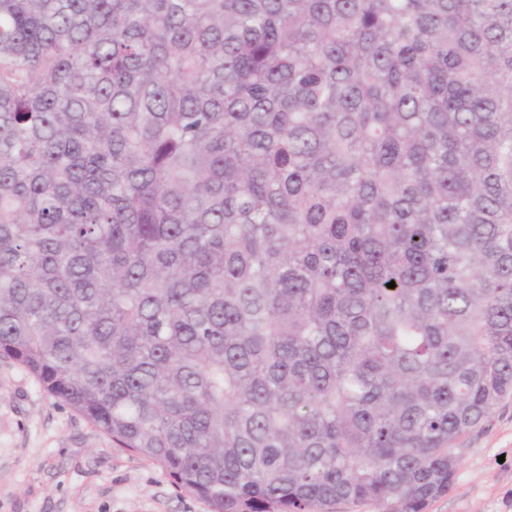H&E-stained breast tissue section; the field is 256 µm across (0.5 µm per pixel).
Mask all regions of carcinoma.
Wrapping results in <instances>:
<instances>
[{"label": "carcinoma", "instance_id": "obj_1", "mask_svg": "<svg viewBox=\"0 0 512 512\" xmlns=\"http://www.w3.org/2000/svg\"><path fill=\"white\" fill-rule=\"evenodd\" d=\"M0 358L210 512H424L512 397V0H0Z\"/></svg>", "mask_w": 512, "mask_h": 512}]
</instances>
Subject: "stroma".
<instances>
[{
	"label": "stroma",
	"mask_w": 512,
	"mask_h": 512,
	"mask_svg": "<svg viewBox=\"0 0 512 512\" xmlns=\"http://www.w3.org/2000/svg\"><path fill=\"white\" fill-rule=\"evenodd\" d=\"M448 494L425 512H512V397L461 445ZM0 512H209L151 461L113 448L0 358Z\"/></svg>",
	"instance_id": "obj_1"
}]
</instances>
